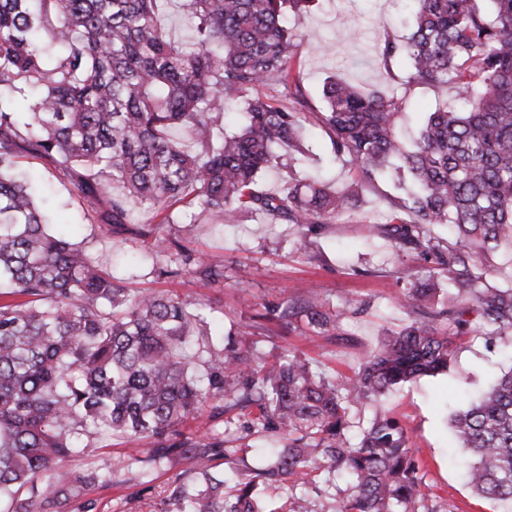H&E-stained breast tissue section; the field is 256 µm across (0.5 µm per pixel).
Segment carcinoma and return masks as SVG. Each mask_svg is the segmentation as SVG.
Wrapping results in <instances>:
<instances>
[{
  "instance_id": "obj_1",
  "label": "carcinoma",
  "mask_w": 512,
  "mask_h": 512,
  "mask_svg": "<svg viewBox=\"0 0 512 512\" xmlns=\"http://www.w3.org/2000/svg\"><path fill=\"white\" fill-rule=\"evenodd\" d=\"M0 0V501L8 512H71L77 440L105 432L144 442V469L188 460L172 482L170 512H269L259 484L304 485L315 470L350 478L332 512H411L422 477L408 437L379 413L347 439L350 415L386 392L450 368L470 325L512 340V287L486 260L512 235V0H414L408 36L385 34L379 55L403 85L451 84L462 104L428 113L416 138L397 135L405 97L328 78L317 109L292 67L303 38L288 17L316 0H180L192 40H174L160 0ZM62 46L48 61L40 40ZM268 86L276 95H261ZM241 123L223 126L229 106ZM326 130L334 160L356 178L337 190L311 179L279 193L263 173L302 152L304 125ZM184 130L185 145L174 137ZM53 164L114 234L154 238L158 273L188 269L206 284L224 263L156 235L162 224L240 216L292 224L311 251L329 224L390 177L391 219L374 233L435 259L399 297L416 321L384 337L355 376L331 379L291 352L243 353L234 330L212 341L214 308L173 291L132 290L67 235L47 229L15 169L23 157ZM151 219L129 224L130 208ZM448 227L454 239L432 234ZM317 336L336 330L321 296L282 312ZM206 410H247L256 432L287 443L249 478L239 474L229 428L179 432ZM450 425L468 453V484L512 512V364ZM224 461L233 485L212 473Z\"/></svg>"
}]
</instances>
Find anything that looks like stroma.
I'll use <instances>...</instances> for the list:
<instances>
[{"label": "stroma", "instance_id": "35a3bbf8", "mask_svg": "<svg viewBox=\"0 0 512 512\" xmlns=\"http://www.w3.org/2000/svg\"><path fill=\"white\" fill-rule=\"evenodd\" d=\"M410 23L407 0H317L307 12L289 18V26L306 38L295 67L313 104H320L323 82L331 75L370 89H390L377 41L386 33L407 35ZM405 98L406 119L401 132L407 135L425 113L455 105L457 93L451 86L413 84L407 87ZM305 143L314 160L296 162L289 171L264 174L265 190L280 192L292 174L301 178L323 174L338 188L350 182L349 170L333 163L329 139L320 127H308ZM19 170L47 199L54 229L81 242L98 263L123 278L129 288L173 289L211 305L215 330L236 326L242 351L257 348L275 353L286 349L323 366L333 377L352 375L382 336L416 321V313L398 306L397 298L410 278L422 276L434 266L433 260L417 251L394 249L389 241L372 234L374 225L389 219L377 196L392 192L393 185L382 181L335 223L323 226L309 254L298 249L296 230L289 224L244 218L221 226L203 214L190 226L164 225V235L190 238L200 254L224 263L220 283L203 284L187 271L168 279L157 275L148 243L112 234L106 226L85 220L82 200L47 161L24 158ZM310 290L321 293L331 310L339 312L335 336L300 334L289 329L287 319L282 318L284 300L300 301ZM505 366L499 350L490 349L487 337L470 332L448 372L404 384L375 403L353 409L348 437L356 439L360 426L375 414L394 418L409 438L422 477V495L413 505L415 512H495V503L475 496L465 482L461 450L448 427V416L488 386ZM226 425L231 428L238 458L253 470L264 466L269 448L277 446L278 439L270 433L255 432L246 414H234L227 423L204 415L186 424L182 432L196 437ZM140 455L138 445L100 434L88 439L86 448L74 456L68 468L78 474L90 470L104 473L112 470L116 459L130 464ZM188 467L183 461L152 471L148 492L136 481L114 487L76 482L70 489V506L75 512L87 502L93 504L94 512H166L165 489ZM350 486V479L340 476L331 493L316 482L293 491H272L269 498L278 512H330L333 496L347 494Z\"/></svg>", "mask_w": 512, "mask_h": 512}]
</instances>
